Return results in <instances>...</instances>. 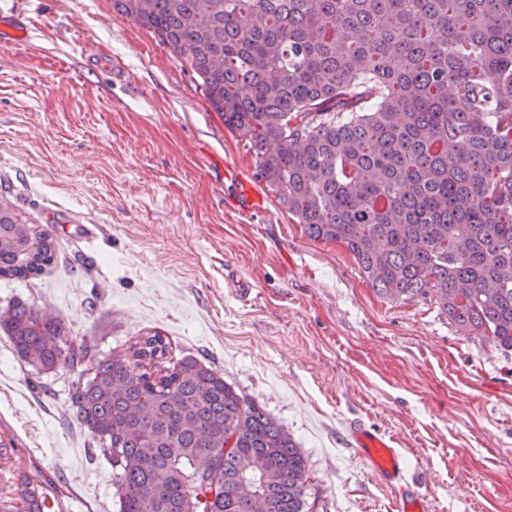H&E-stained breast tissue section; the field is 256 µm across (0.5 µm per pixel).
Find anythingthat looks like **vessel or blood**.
I'll list each match as a JSON object with an SVG mask.
<instances>
[{"mask_svg": "<svg viewBox=\"0 0 512 512\" xmlns=\"http://www.w3.org/2000/svg\"><path fill=\"white\" fill-rule=\"evenodd\" d=\"M347 440L393 492L395 512H433L434 505L427 490L408 478L404 455L394 448L389 437L363 421L354 420L347 426Z\"/></svg>", "mask_w": 512, "mask_h": 512, "instance_id": "vessel-or-blood-1", "label": "vessel or blood"}]
</instances>
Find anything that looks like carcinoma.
Listing matches in <instances>:
<instances>
[{
	"label": "carcinoma",
	"instance_id": "obj_1",
	"mask_svg": "<svg viewBox=\"0 0 512 512\" xmlns=\"http://www.w3.org/2000/svg\"><path fill=\"white\" fill-rule=\"evenodd\" d=\"M187 63L305 233L393 299L512 350V0H113ZM57 258L0 202V277ZM0 330L36 374H77V417L118 512H305L307 461L263 408L159 331L106 357L23 301ZM166 486L162 498L151 494ZM17 512L41 485L15 483Z\"/></svg>",
	"mask_w": 512,
	"mask_h": 512
}]
</instances>
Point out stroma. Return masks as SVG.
<instances>
[{
  "mask_svg": "<svg viewBox=\"0 0 512 512\" xmlns=\"http://www.w3.org/2000/svg\"><path fill=\"white\" fill-rule=\"evenodd\" d=\"M0 21L31 30L0 42V197L57 242L40 277L0 280V310L28 301L107 356L164 332L294 438L308 512H392L347 441L354 417L401 448L436 512H512V352L380 295L344 245L308 237L194 73L112 0H0ZM248 185L262 202L246 216L228 202ZM73 379L34 375L0 332V512L21 475L52 512H117Z\"/></svg>",
  "mask_w": 512,
  "mask_h": 512,
  "instance_id": "stroma-1",
  "label": "stroma"
}]
</instances>
